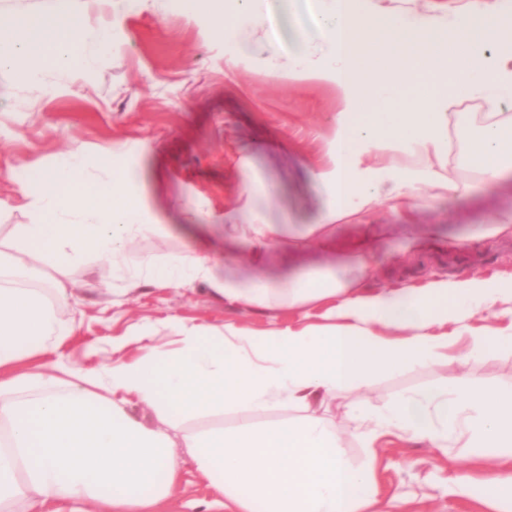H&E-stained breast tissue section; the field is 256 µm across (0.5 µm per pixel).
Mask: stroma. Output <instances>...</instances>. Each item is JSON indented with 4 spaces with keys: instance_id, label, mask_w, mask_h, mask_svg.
Segmentation results:
<instances>
[{
    "instance_id": "stroma-1",
    "label": "stroma",
    "mask_w": 512,
    "mask_h": 512,
    "mask_svg": "<svg viewBox=\"0 0 512 512\" xmlns=\"http://www.w3.org/2000/svg\"><path fill=\"white\" fill-rule=\"evenodd\" d=\"M170 3L0 0V18L61 5L84 14L81 50L96 57L88 72L47 68L36 88L0 70V241L13 244L14 225L34 220L38 188L28 178L29 169L52 166L75 150L84 156L85 180H127L128 191L141 195L152 225L125 250L126 278L113 277L109 258L99 253L88 254L83 264L62 274L42 264L43 283L59 280L67 289L65 299L52 292L47 298L61 317L75 319L63 358L78 371L107 359L139 356L132 336L145 327L154 345L171 350L175 321L232 325L261 336L273 328L324 323L329 308L325 301L304 308L276 303L258 308L224 301L204 280L160 287L146 279L147 264L180 254H204L220 273L240 279L281 278L292 246L298 249L295 265L300 269L341 260L307 239L309 225L325 209L321 175L333 164L336 118L342 110L334 84L292 73V59L321 41L308 25L310 0H258L252 14L230 29L214 20L208 8L176 11ZM361 5L387 16L425 12L444 24L474 7L512 12V0H362ZM269 10L279 32L272 49L265 40ZM103 29L111 35L106 49L99 43ZM244 39L250 51L241 50ZM106 153L112 156L108 169L97 163ZM448 170L460 191L445 193L422 184L408 214L374 204L362 223L344 225L339 238L353 241L367 224L382 227L374 263L361 283L368 292L434 281L495 280L501 295L491 310L433 329L447 336L449 353L459 355L485 327L512 332V238L484 233L485 225L512 218V169L484 178L454 147ZM258 217L281 226L283 244L256 265L249 237L229 245L224 229ZM201 219L210 225L206 238L187 236L184 226ZM469 372L488 388H512V349L485 352L470 361ZM447 375L442 361L412 364L398 372L380 371L367 386L325 400L320 413L344 439L352 465L376 462V512H506L512 505L505 497L479 493L459 498L449 492L456 464L476 474L490 465L468 449L436 450L395 433L368 444L350 434V405L381 411ZM301 414L285 401L259 414L227 408L183 417L177 431L228 430L244 420L273 425ZM179 455V482L158 512H228L216 506L217 492L197 472L187 449Z\"/></svg>"
}]
</instances>
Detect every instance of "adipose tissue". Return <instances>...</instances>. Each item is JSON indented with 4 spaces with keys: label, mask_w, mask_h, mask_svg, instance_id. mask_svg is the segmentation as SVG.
Masks as SVG:
<instances>
[{
    "label": "adipose tissue",
    "mask_w": 512,
    "mask_h": 512,
    "mask_svg": "<svg viewBox=\"0 0 512 512\" xmlns=\"http://www.w3.org/2000/svg\"><path fill=\"white\" fill-rule=\"evenodd\" d=\"M309 24L328 44L324 60L297 56L293 67L336 84L343 109L336 119L330 190L320 223L310 225L317 245L339 249L335 225L350 223L376 201L392 208L416 198L421 183L458 190L441 170L448 156V127L463 99L487 107L478 134L460 130L468 163L488 178L512 159V26L473 9L444 35L425 13L409 18L356 9L355 0H318ZM82 14L59 8L0 21V70L37 85L50 66L77 58L84 33ZM440 70V90L422 89L423 77ZM398 145L422 163L398 171L392 190L359 175L356 158ZM84 160L73 151L49 168H34L38 219L16 227V245L0 248V269L34 271L39 260L68 270L88 251L119 256L147 231L139 205L122 188L85 181ZM375 233L346 247L336 268L303 278L238 282L217 275L207 258L184 255L148 276L161 286L208 281L226 300L267 306L282 297L291 307L334 299L328 324L285 329L262 336L227 326L176 323L177 351L158 353L148 331L137 333L141 354L88 372L55 360L45 379L15 376L22 359L58 347L70 326L45 297L25 288L0 286V512L25 499L32 512L46 501L95 504L103 512H153L176 487L181 463L170 431L181 414L205 408L263 409L288 401L304 414L272 427L240 422L233 429L186 434L199 474L239 512H369L375 501L374 467H353L343 443L315 412L326 398L360 388L381 370L411 361L452 366L444 382L401 400L387 413L353 414V433L370 441L393 428L408 440L442 449L463 441L473 453L512 461V389L490 390L470 376L468 356L448 352L447 336L433 325L460 323L491 308L501 291L486 280L401 288L363 294L358 281L371 268ZM116 393L138 398L159 421L151 427L114 403Z\"/></svg>",
    "instance_id": "ef3b65f1"
}]
</instances>
